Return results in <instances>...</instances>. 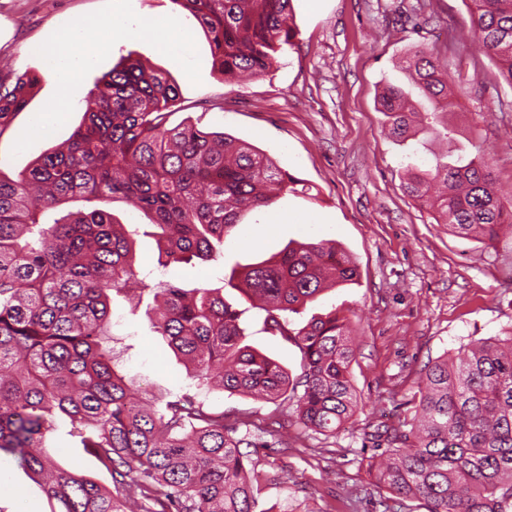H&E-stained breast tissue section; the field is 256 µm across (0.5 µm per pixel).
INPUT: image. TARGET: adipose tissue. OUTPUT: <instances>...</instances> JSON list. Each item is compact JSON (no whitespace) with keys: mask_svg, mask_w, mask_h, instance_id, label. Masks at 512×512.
I'll list each match as a JSON object with an SVG mask.
<instances>
[{"mask_svg":"<svg viewBox=\"0 0 512 512\" xmlns=\"http://www.w3.org/2000/svg\"><path fill=\"white\" fill-rule=\"evenodd\" d=\"M99 26L103 31L101 39L84 44L80 53L72 51L75 33L71 30L43 46L46 73L59 87L57 96L43 111V119L60 117L70 110L73 101L72 90L80 85L85 68L111 48L113 37L119 30L117 19H104L100 21Z\"/></svg>","mask_w":512,"mask_h":512,"instance_id":"obj_1","label":"adipose tissue"}]
</instances>
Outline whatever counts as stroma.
I'll return each instance as SVG.
<instances>
[{"label":"stroma","instance_id":"obj_1","mask_svg":"<svg viewBox=\"0 0 512 512\" xmlns=\"http://www.w3.org/2000/svg\"><path fill=\"white\" fill-rule=\"evenodd\" d=\"M410 0H293V45L264 77L225 82L211 73V50L201 27L178 17L191 34L188 48L160 49L139 30L175 15L171 0H0V65L39 74L28 106L0 133V163L18 174L46 149L68 139L86 109L87 95L104 73L135 52L146 65L173 78L180 99L169 114L174 127L190 122L204 131L245 140L275 157L303 189L270 207L249 212L224 239L226 259L249 263L270 256L288 241L333 240L358 267L355 284L326 291L295 318L304 325L331 308L344 310L355 336L351 379L362 408L335 436L282 430L283 442L258 449L272 476L259 506L264 512H382L386 489L370 471L378 453V427L410 417L419 372L443 353H457L471 339L512 328V235L490 242L462 238L436 223L424 201L403 189L404 167L416 142L392 140L378 110L384 82L406 84L400 68L420 48L437 50L448 73L453 105L448 141L482 152L492 176L512 188V85L476 49L458 51L471 14L466 0H426L418 23L407 22ZM124 18L128 35L88 67L61 121L46 128L35 119L57 94L46 78L39 43L53 41L80 18L82 41L96 40L97 20ZM477 148H470V141ZM151 295L114 296L112 349L118 368L151 395H195L227 424L248 419L270 426L274 404L196 386L188 364L176 358L152 329ZM248 344L276 358L292 375L301 372L298 349L264 333L254 312L244 315ZM62 467L110 484L108 472L87 455L81 439L59 430L47 441ZM0 512H51L41 487L8 456L0 458Z\"/></svg>","mask_w":512,"mask_h":512}]
</instances>
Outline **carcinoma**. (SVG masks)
Returning a JSON list of instances; mask_svg holds the SVG:
<instances>
[{
    "label": "carcinoma",
    "mask_w": 512,
    "mask_h": 512,
    "mask_svg": "<svg viewBox=\"0 0 512 512\" xmlns=\"http://www.w3.org/2000/svg\"><path fill=\"white\" fill-rule=\"evenodd\" d=\"M472 41L512 85V0H470ZM210 42L223 81L260 77L295 30L292 0H172ZM420 100L401 86L380 97L389 134H450L448 82L434 53L408 61ZM39 77L0 78V133L28 103ZM175 81L127 57L98 79L77 128L15 179L0 171V454L40 482L52 512H257L268 475L253 449L268 444L243 423L224 424L191 395L146 397L113 363L111 297L161 300L152 324L191 364L199 386L273 403L288 423L331 436L359 409L350 367L348 317L333 309L291 327L289 316L321 293L357 281L335 242H291L260 261L223 269L222 286L152 284L135 270L132 235L109 205L131 204L158 243L157 264L216 260L243 213L266 208L296 179L251 144L192 123L169 128ZM406 191L461 237L493 241L512 230L484 159L434 157L405 167ZM262 330L291 342L302 372L246 343V310ZM60 412L81 431L83 450L112 486L58 465L44 438ZM376 483L392 495L385 512L422 500L427 512H512V331L470 341L420 372L410 419L385 429Z\"/></svg>",
    "instance_id": "obj_1"
}]
</instances>
